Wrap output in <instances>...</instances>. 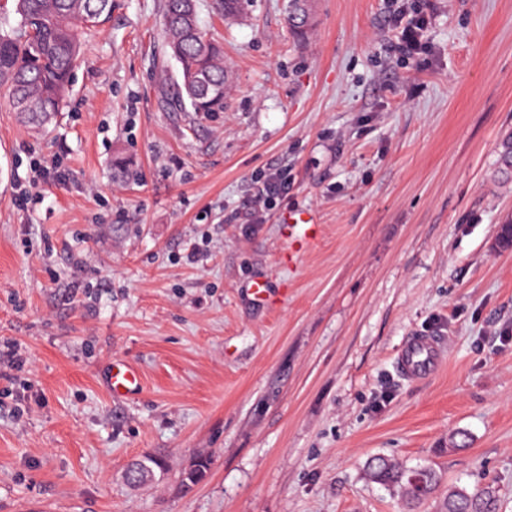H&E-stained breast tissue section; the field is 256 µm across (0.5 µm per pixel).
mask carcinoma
Instances as JSON below:
<instances>
[{
  "mask_svg": "<svg viewBox=\"0 0 512 512\" xmlns=\"http://www.w3.org/2000/svg\"><path fill=\"white\" fill-rule=\"evenodd\" d=\"M245 2L215 0V10L236 19ZM111 11L112 0H13L15 23L0 24V94L32 132H42L62 111L80 59L78 33L99 26ZM162 22L165 52L176 64L172 104L202 116L224 111L230 91L224 46L201 26L198 0H163ZM287 22L294 34L304 35L310 0H288ZM369 471L414 503L430 499L441 482L429 466L408 468L386 457L372 459ZM438 512H498L496 488H450Z\"/></svg>",
  "mask_w": 512,
  "mask_h": 512,
  "instance_id": "obj_1",
  "label": "carcinoma"
}]
</instances>
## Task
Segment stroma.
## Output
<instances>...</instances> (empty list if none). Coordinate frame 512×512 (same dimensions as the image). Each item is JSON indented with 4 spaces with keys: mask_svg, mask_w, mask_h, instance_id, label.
<instances>
[{
    "mask_svg": "<svg viewBox=\"0 0 512 512\" xmlns=\"http://www.w3.org/2000/svg\"><path fill=\"white\" fill-rule=\"evenodd\" d=\"M315 3L299 38L288 0L233 25L200 0L234 85L211 118L165 102L162 0H112L44 134L0 98V512H435L370 480L377 456L512 512V0ZM417 8L406 56L390 19ZM36 156L65 175L21 207ZM290 208L320 236L287 262ZM418 334L448 352L414 382ZM115 359L137 395L107 390ZM147 455L164 478L130 485ZM398 29L397 48L408 55L418 54L423 48V33L429 24L427 15L422 10H416L406 18L404 12L395 15ZM288 193V181L283 179L281 176L272 177L267 179L261 191L255 196L253 200L254 207H269L272 202L280 196ZM444 362V341L437 337L415 336L397 354V369L409 380L424 379ZM105 385L112 397L127 398L141 389V375L130 363L115 359L105 375Z\"/></svg>",
    "mask_w": 512,
    "mask_h": 512,
    "instance_id": "stroma-1",
    "label": "stroma"
}]
</instances>
